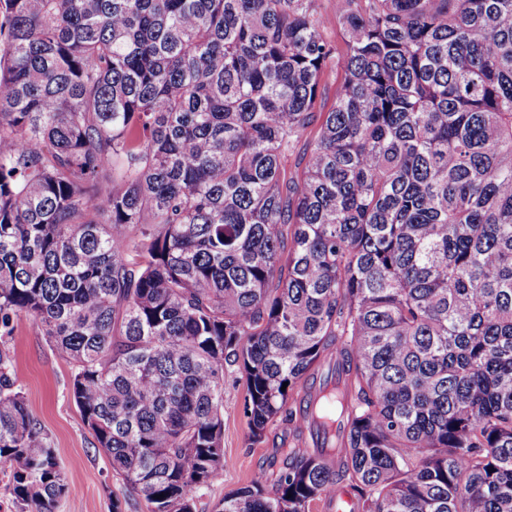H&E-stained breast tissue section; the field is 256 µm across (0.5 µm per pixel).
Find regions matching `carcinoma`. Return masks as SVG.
I'll return each instance as SVG.
<instances>
[{"instance_id":"carcinoma-1","label":"carcinoma","mask_w":512,"mask_h":512,"mask_svg":"<svg viewBox=\"0 0 512 512\" xmlns=\"http://www.w3.org/2000/svg\"><path fill=\"white\" fill-rule=\"evenodd\" d=\"M0 0V477L71 491L4 336L149 512H512V0ZM341 74L330 108L322 78ZM302 162L287 166L298 145ZM224 393V472L223 476L204 489L197 502V512H217L224 494L246 484L261 469L276 471L270 466L272 442L288 449V426L277 423L268 433V441L252 445L243 416L245 381L236 367L227 374Z\"/></svg>"}]
</instances>
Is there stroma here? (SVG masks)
Returning a JSON list of instances; mask_svg holds the SVG:
<instances>
[{
  "mask_svg": "<svg viewBox=\"0 0 512 512\" xmlns=\"http://www.w3.org/2000/svg\"><path fill=\"white\" fill-rule=\"evenodd\" d=\"M8 344L13 370L25 389L27 404L49 438L60 466L72 487L58 499L53 512H112L121 500V512H148L144 501L127 497L112 475L105 453L94 446L80 411L70 394L72 365L53 348L28 318H21ZM245 381L230 369L224 393V472L204 489L196 512H218L225 494L246 484L262 469H269L274 445H288V427L273 426L268 442L251 444L243 416Z\"/></svg>",
  "mask_w": 512,
  "mask_h": 512,
  "instance_id": "1",
  "label": "stroma"
}]
</instances>
